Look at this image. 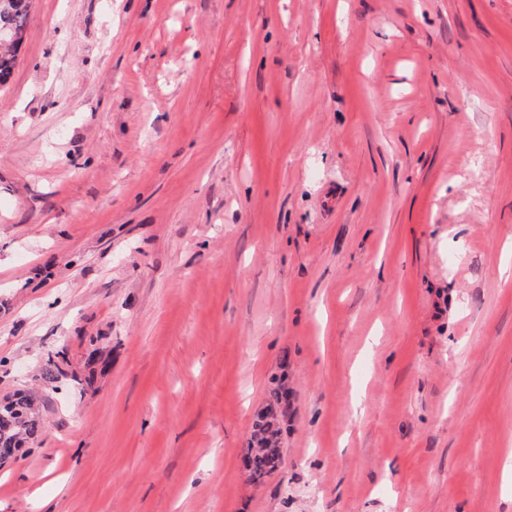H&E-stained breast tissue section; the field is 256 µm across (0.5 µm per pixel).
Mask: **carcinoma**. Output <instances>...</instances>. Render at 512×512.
Here are the masks:
<instances>
[{
	"mask_svg": "<svg viewBox=\"0 0 512 512\" xmlns=\"http://www.w3.org/2000/svg\"><path fill=\"white\" fill-rule=\"evenodd\" d=\"M31 0H0V31L22 34L30 12ZM21 42L0 45V84L8 81L16 64ZM288 386L272 389L267 409L253 426L245 456L249 478L258 482L274 472L282 461V423L288 413ZM41 421L32 397L18 393L0 401V461L17 458L23 444L38 433Z\"/></svg>",
	"mask_w": 512,
	"mask_h": 512,
	"instance_id": "carcinoma-1",
	"label": "carcinoma"
}]
</instances>
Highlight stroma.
<instances>
[{
    "instance_id": "stroma-1",
    "label": "stroma",
    "mask_w": 512,
    "mask_h": 512,
    "mask_svg": "<svg viewBox=\"0 0 512 512\" xmlns=\"http://www.w3.org/2000/svg\"><path fill=\"white\" fill-rule=\"evenodd\" d=\"M20 390L0 512H512V0H32L0 86ZM288 386L272 389L267 409L260 413L253 426L245 456L249 478L258 482L274 472L282 461V423L288 413ZM41 421L32 397L17 393L0 401V461L17 458L26 439L38 433Z\"/></svg>"
}]
</instances>
